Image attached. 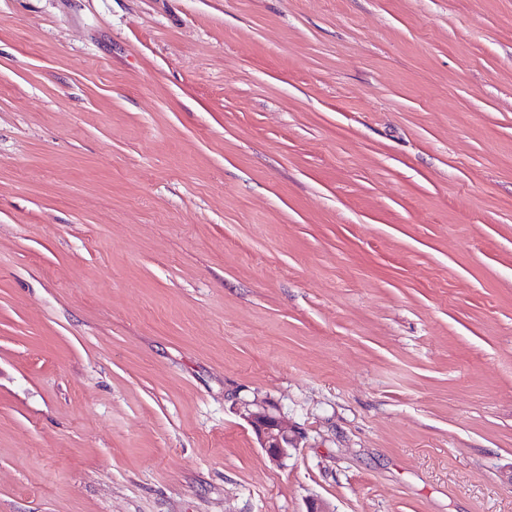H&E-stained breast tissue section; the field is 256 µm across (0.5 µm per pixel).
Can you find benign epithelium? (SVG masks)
I'll list each match as a JSON object with an SVG mask.
<instances>
[{"instance_id": "benign-epithelium-1", "label": "benign epithelium", "mask_w": 512, "mask_h": 512, "mask_svg": "<svg viewBox=\"0 0 512 512\" xmlns=\"http://www.w3.org/2000/svg\"><path fill=\"white\" fill-rule=\"evenodd\" d=\"M236 411L252 428L271 462H282L297 448L299 432L275 405L257 398L241 400L236 403Z\"/></svg>"}]
</instances>
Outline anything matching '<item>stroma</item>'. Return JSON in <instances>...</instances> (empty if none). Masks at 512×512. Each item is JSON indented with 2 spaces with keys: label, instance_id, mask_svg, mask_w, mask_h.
Returning a JSON list of instances; mask_svg holds the SVG:
<instances>
[{
  "label": "stroma",
  "instance_id": "obj_1",
  "mask_svg": "<svg viewBox=\"0 0 512 512\" xmlns=\"http://www.w3.org/2000/svg\"><path fill=\"white\" fill-rule=\"evenodd\" d=\"M312 497L512 512V0H0V512ZM235 405L271 462L281 463L291 450L297 448L300 433L274 404L254 398L238 401Z\"/></svg>",
  "mask_w": 512,
  "mask_h": 512
}]
</instances>
